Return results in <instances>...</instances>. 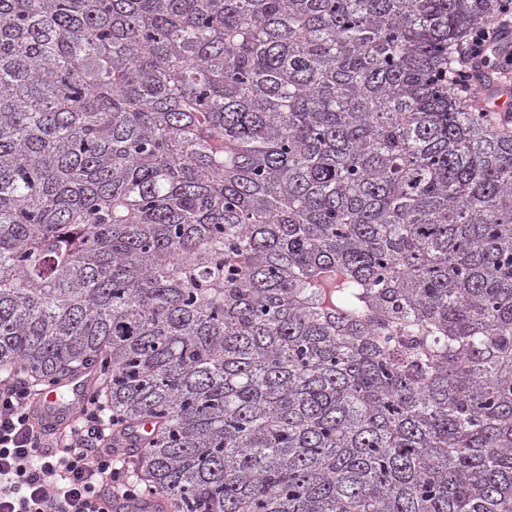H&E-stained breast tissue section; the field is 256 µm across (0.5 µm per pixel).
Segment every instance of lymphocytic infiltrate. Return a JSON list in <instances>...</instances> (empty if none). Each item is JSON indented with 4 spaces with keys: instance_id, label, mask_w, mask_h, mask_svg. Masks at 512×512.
<instances>
[{
    "instance_id": "lymphocytic-infiltrate-1",
    "label": "lymphocytic infiltrate",
    "mask_w": 512,
    "mask_h": 512,
    "mask_svg": "<svg viewBox=\"0 0 512 512\" xmlns=\"http://www.w3.org/2000/svg\"><path fill=\"white\" fill-rule=\"evenodd\" d=\"M512 28V12L456 54V87L465 90L470 63ZM33 389L19 376L0 379V512H105L108 496L133 501L125 459L113 445L112 416L84 405L73 427L53 437L35 429Z\"/></svg>"
}]
</instances>
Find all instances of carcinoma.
<instances>
[{
  "label": "carcinoma",
  "instance_id": "cac0c4a2",
  "mask_svg": "<svg viewBox=\"0 0 512 512\" xmlns=\"http://www.w3.org/2000/svg\"><path fill=\"white\" fill-rule=\"evenodd\" d=\"M511 7L0 0V370L172 512H512ZM505 28H512V12L503 15L497 26L491 27L477 34L470 43L460 49L456 54V89L465 91L470 87V63L472 59H479L487 50L499 40V35ZM490 68H487L488 71L491 70L492 72V76H493V80L494 83H493V87H492V90L490 91V94H491V98L495 95H498V96H501L503 94H506L509 89H510V93H511V101H508L507 103H500V102H497L493 108L498 111L499 114H503L502 112H511V103H512V70L510 69H507L509 72L506 76L507 78H499L498 80H496V77L498 76V74L495 73V71H498V70H493L494 68H502V67H498L496 65V67H492V65L490 64L489 65ZM497 85H500V86H497ZM512 113V112H511Z\"/></svg>",
  "mask_w": 512,
  "mask_h": 512
}]
</instances>
